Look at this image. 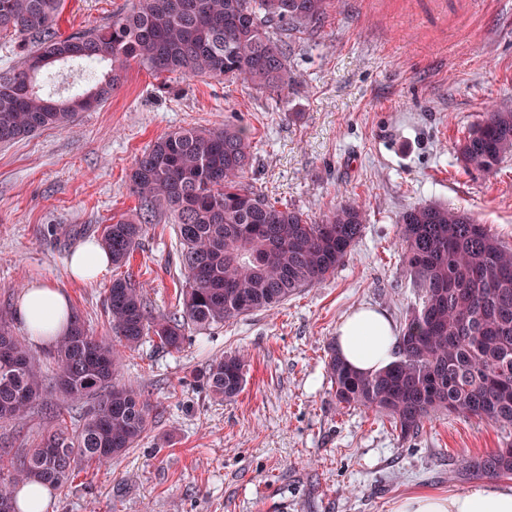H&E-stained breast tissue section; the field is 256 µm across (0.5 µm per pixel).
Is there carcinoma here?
Here are the masks:
<instances>
[{
  "instance_id": "obj_1",
  "label": "carcinoma",
  "mask_w": 512,
  "mask_h": 512,
  "mask_svg": "<svg viewBox=\"0 0 512 512\" xmlns=\"http://www.w3.org/2000/svg\"><path fill=\"white\" fill-rule=\"evenodd\" d=\"M64 0H0V34L20 38L25 53L0 69V144L46 129L65 130L93 100L112 97L122 66L134 60L156 77H230L270 94L295 82L288 59L293 35L314 31L327 0H135L103 24L67 36L57 22ZM111 68L91 87L66 97L43 92L39 77L57 64ZM457 160L485 174L512 154V110L485 113L458 142ZM254 152L248 129L234 123L181 129L157 138L135 161L129 181L140 202L134 218L112 220L101 242L122 268L158 216L176 224L186 274L182 309L148 310L143 290L117 277L107 293L112 336H92L78 312L53 345V377L0 310V423L39 408L61 407L46 393L88 406L74 431L59 424L39 442L0 455V512H16L15 487L36 482L65 488L81 463L106 464L135 447L155 406L118 379L120 355L144 338L178 351L187 325L207 331L271 310L336 272L356 245L365 214L345 203L313 223L278 206L242 181ZM403 257L421 302L405 320L398 358L370 375L354 372L329 349L327 370L336 403L387 416L401 437L436 412L476 417L512 428V250L467 213L421 204L400 220ZM247 361L213 360L202 375L209 392L231 400L242 391ZM465 477L512 475V455L499 450L464 462Z\"/></svg>"
}]
</instances>
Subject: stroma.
I'll return each instance as SVG.
<instances>
[{
  "label": "stroma",
  "instance_id": "obj_1",
  "mask_svg": "<svg viewBox=\"0 0 512 512\" xmlns=\"http://www.w3.org/2000/svg\"><path fill=\"white\" fill-rule=\"evenodd\" d=\"M134 2L65 0L57 27L99 25ZM293 40L296 82L282 96L221 77L158 78L132 61L112 97L69 129L0 145V302L52 284L96 336L111 333L106 291L120 275L154 314L179 307L185 273L164 216L129 265L91 284L68 274L80 245L135 216L129 173L160 136L244 125L256 157L246 182L314 221L352 200L367 213L347 261L283 305L188 329L177 352L148 338L124 351L120 381L156 407L148 430L108 465L78 467L51 512H393L418 491L477 487L458 478L463 460L500 447L498 426L445 413L401 438L381 414L338 407L326 363L353 311L382 310L400 327L417 305L400 239L408 208L464 211L512 248V156L487 175L455 153L486 109L512 110V0H330L317 31ZM230 353L246 356V384L222 401L201 375ZM51 425L36 411L0 425V441L26 448Z\"/></svg>",
  "mask_w": 512,
  "mask_h": 512
}]
</instances>
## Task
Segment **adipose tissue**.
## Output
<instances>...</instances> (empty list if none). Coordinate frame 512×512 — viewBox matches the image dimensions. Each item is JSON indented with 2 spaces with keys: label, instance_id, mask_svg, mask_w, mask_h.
I'll return each instance as SVG.
<instances>
[{
  "label": "adipose tissue",
  "instance_id": "ef3b65f1",
  "mask_svg": "<svg viewBox=\"0 0 512 512\" xmlns=\"http://www.w3.org/2000/svg\"><path fill=\"white\" fill-rule=\"evenodd\" d=\"M111 254L98 243H87L71 256V278L90 283L108 273ZM17 315L25 324L33 344L49 346L69 325L70 306L65 295L44 283L30 285L17 303ZM398 332L384 312L359 309L346 317L336 334V350L354 371L378 372L395 359ZM394 512H512V488L486 482L450 495L423 492L400 499Z\"/></svg>",
  "mask_w": 512,
  "mask_h": 512
}]
</instances>
